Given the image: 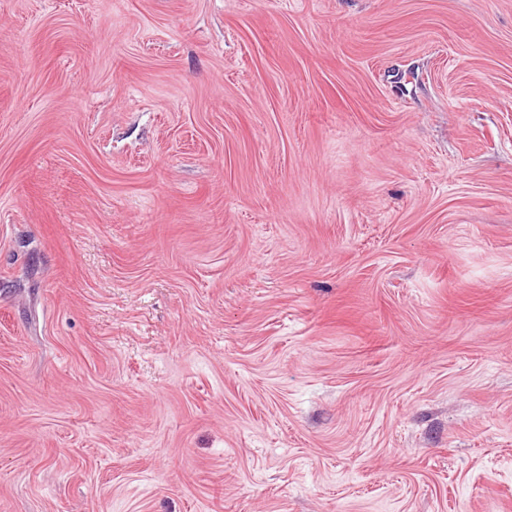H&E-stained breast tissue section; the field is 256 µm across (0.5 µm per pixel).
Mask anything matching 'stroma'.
<instances>
[{
    "label": "stroma",
    "mask_w": 512,
    "mask_h": 512,
    "mask_svg": "<svg viewBox=\"0 0 512 512\" xmlns=\"http://www.w3.org/2000/svg\"><path fill=\"white\" fill-rule=\"evenodd\" d=\"M0 512H512V0H0Z\"/></svg>",
    "instance_id": "obj_1"
}]
</instances>
